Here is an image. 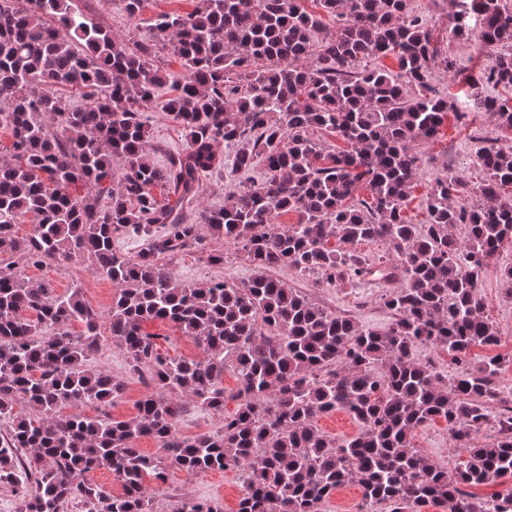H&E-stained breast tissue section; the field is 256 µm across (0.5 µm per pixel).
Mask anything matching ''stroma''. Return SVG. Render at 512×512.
<instances>
[{"label": "stroma", "mask_w": 512, "mask_h": 512, "mask_svg": "<svg viewBox=\"0 0 512 512\" xmlns=\"http://www.w3.org/2000/svg\"><path fill=\"white\" fill-rule=\"evenodd\" d=\"M75 3L84 14L104 28L119 34L130 32L139 35L145 33L151 19L159 12L184 13L195 6V0H147L143 12L132 17L125 12L122 0H75ZM410 7L425 19L434 45L443 53L456 57L465 67L464 72L457 75L440 67L434 68L431 73L432 89L441 96H457L460 112L445 119L436 137L416 147L421 159V171L412 195L404 206V215L411 223L422 224L427 220L424 198L428 187L447 173L462 177L471 184L479 182L481 174L474 159L481 139H489L497 147L510 149L512 131L500 129L491 114L474 107L469 86L478 81L489 63L488 56L475 40H449L444 0H410ZM146 117L151 134L149 154L155 164L167 165L172 155L185 149L184 133L165 112L153 108L147 111ZM266 177L267 170L260 163L230 175L220 171L207 174L202 179L201 197L186 206L185 212L192 218L200 207H223L239 186L258 185ZM200 232L212 252L223 254L224 262L220 265L209 264L191 249L161 255V264L169 269L177 281L195 285L218 278L230 284H239L253 274L254 267L243 252L225 243L223 237L214 235L208 227H201ZM506 265H512V246L505 247L491 260L480 288L486 302L485 311L500 332V343L493 349H472V359L512 352V302L504 296L506 285L499 274L500 268ZM25 273L32 280L49 282L60 294L74 286H81L86 299L100 312H107L112 305L111 282L93 274L85 261L31 266L26 268ZM273 274L288 287L305 294L317 306L354 317L364 329L382 333L391 325L392 315L379 301L383 285L363 281L354 285L345 282L319 287L311 275H301L286 268L274 269ZM92 365L112 372L125 383L123 396L110 408L111 415L117 418L134 415L137 402L149 394L151 388L137 374L130 372L126 354L119 342L111 336H102ZM235 409L236 403L232 400L226 402L220 413L186 404L178 421V430L185 437L220 431L225 415L233 413ZM414 444L422 454L445 470L455 469L458 454L451 445L444 421L429 422L417 428ZM151 488L154 512H175L178 504L190 499H209L216 502L222 512H237L240 498L239 482L231 470L190 475L171 467L167 469L164 481L152 483Z\"/></svg>", "instance_id": "obj_1"}]
</instances>
